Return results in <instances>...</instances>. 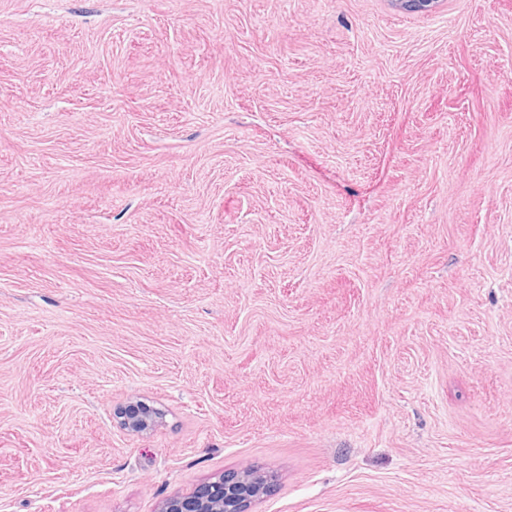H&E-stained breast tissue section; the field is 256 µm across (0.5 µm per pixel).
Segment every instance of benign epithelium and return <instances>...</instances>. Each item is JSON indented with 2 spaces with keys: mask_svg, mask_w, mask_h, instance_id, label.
Masks as SVG:
<instances>
[{
  "mask_svg": "<svg viewBox=\"0 0 512 512\" xmlns=\"http://www.w3.org/2000/svg\"><path fill=\"white\" fill-rule=\"evenodd\" d=\"M114 417L121 429L141 436L154 432L163 422L161 410L139 399L119 407ZM272 483L271 476L253 468L226 472L188 494L165 498L157 512H251Z\"/></svg>",
  "mask_w": 512,
  "mask_h": 512,
  "instance_id": "obj_1",
  "label": "benign epithelium"
}]
</instances>
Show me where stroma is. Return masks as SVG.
Returning a JSON list of instances; mask_svg holds the SVG:
<instances>
[{
	"instance_id": "1",
	"label": "stroma",
	"mask_w": 512,
	"mask_h": 512,
	"mask_svg": "<svg viewBox=\"0 0 512 512\" xmlns=\"http://www.w3.org/2000/svg\"><path fill=\"white\" fill-rule=\"evenodd\" d=\"M246 466L512 512V0H0V512ZM113 415L121 429L141 436L151 434L163 422L161 410L139 399L128 401Z\"/></svg>"
}]
</instances>
